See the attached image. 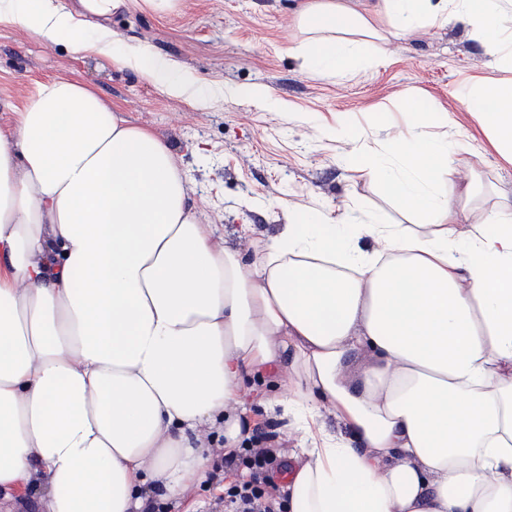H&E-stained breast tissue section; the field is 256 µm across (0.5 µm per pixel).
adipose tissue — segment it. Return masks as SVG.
<instances>
[{
    "mask_svg": "<svg viewBox=\"0 0 512 512\" xmlns=\"http://www.w3.org/2000/svg\"><path fill=\"white\" fill-rule=\"evenodd\" d=\"M129 0H0V25L111 58L171 97L195 79L149 47L118 52ZM97 22L94 38L86 19ZM461 22L512 72V0H303L293 51L340 78L384 43ZM468 100L512 163V81ZM385 132L356 171L421 218L288 210L243 260L200 219L172 147L86 83H38L0 122V499L41 477L46 512H143L207 480L210 432L237 452L245 379L291 435L288 512H512V198L474 221L460 144L433 113ZM377 247L364 250L362 238ZM336 429H329L326 418Z\"/></svg>",
    "mask_w": 512,
    "mask_h": 512,
    "instance_id": "adipose-tissue-1",
    "label": "adipose tissue"
}]
</instances>
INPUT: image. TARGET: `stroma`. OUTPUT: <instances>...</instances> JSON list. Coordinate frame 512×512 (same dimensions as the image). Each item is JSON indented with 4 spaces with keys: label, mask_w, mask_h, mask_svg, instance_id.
Masks as SVG:
<instances>
[{
    "label": "stroma",
    "mask_w": 512,
    "mask_h": 512,
    "mask_svg": "<svg viewBox=\"0 0 512 512\" xmlns=\"http://www.w3.org/2000/svg\"><path fill=\"white\" fill-rule=\"evenodd\" d=\"M298 0H179L157 13L141 5L113 14L118 47L144 45L196 77L204 108L161 93L139 73L110 58L74 52L67 40L51 49L30 35L0 28V106L21 103L37 82L79 79L119 106L133 124L173 148L198 211L242 256L253 237L277 234L284 210L324 206L352 216L383 213L389 223L414 226L383 185L350 171L352 155L380 150L379 126L412 124L404 94L452 112L431 135L460 142L458 180L480 176L487 191H512V164L492 148L460 94L477 80H501L482 48L459 24L427 27L390 39L384 61L366 74L339 79L305 69L290 48L300 34ZM263 86L276 105L236 97ZM345 115L341 138L324 125ZM224 451L211 450L212 470L191 498L175 502L154 494L150 512H224Z\"/></svg>",
    "instance_id": "stroma-1"
}]
</instances>
